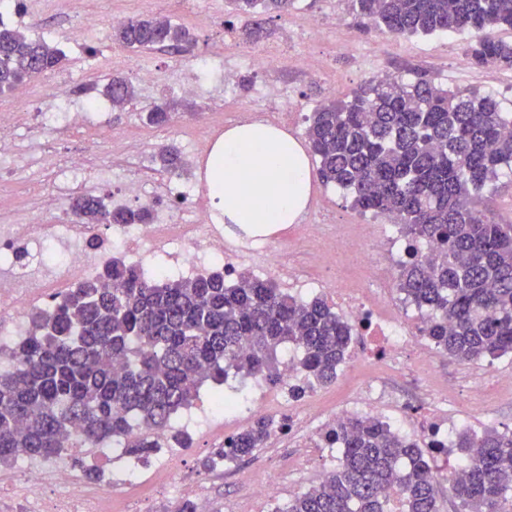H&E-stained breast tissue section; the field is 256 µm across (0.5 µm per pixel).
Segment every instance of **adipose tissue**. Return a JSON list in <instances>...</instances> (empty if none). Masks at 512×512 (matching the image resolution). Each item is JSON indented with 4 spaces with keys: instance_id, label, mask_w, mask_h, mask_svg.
I'll return each mask as SVG.
<instances>
[{
    "instance_id": "ef3b65f1",
    "label": "adipose tissue",
    "mask_w": 512,
    "mask_h": 512,
    "mask_svg": "<svg viewBox=\"0 0 512 512\" xmlns=\"http://www.w3.org/2000/svg\"><path fill=\"white\" fill-rule=\"evenodd\" d=\"M205 187L228 224L265 235L303 214L312 173L303 146L287 132L248 122L227 129L207 162Z\"/></svg>"
}]
</instances>
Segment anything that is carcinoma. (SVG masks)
<instances>
[{
	"instance_id": "cac0c4a2",
	"label": "carcinoma",
	"mask_w": 512,
	"mask_h": 512,
	"mask_svg": "<svg viewBox=\"0 0 512 512\" xmlns=\"http://www.w3.org/2000/svg\"><path fill=\"white\" fill-rule=\"evenodd\" d=\"M357 16L393 35L469 31L466 47L480 67L512 68V0H353ZM248 17L245 33L267 36L263 16L288 12L293 0H230ZM112 39L133 50L181 47L191 39L168 18L129 19ZM0 94L35 74L62 65L65 55L43 39L0 19ZM104 95L115 106L136 90L114 76ZM305 140L325 184L353 193V207L393 218L407 238L399 263V289L425 311L419 333L448 357L471 362L512 356V224H499L472 206L492 192L498 172L512 165V113L489 94L447 90L426 74L377 79L352 92L342 105L318 106L306 117ZM160 165L180 175L186 162L166 146ZM79 224H147L151 210L110 209L101 200L77 199ZM432 243L430 262L419 244ZM29 331L0 371V464L20 458L68 456L93 479L77 449L112 439L123 454L146 461L155 454L173 418L214 384L217 407L236 399L224 393L228 377H262L277 386L283 350L300 351L306 382L336 380L349 356L352 326L324 297L299 299L271 279L224 273L184 280L145 277L120 258L97 276L68 289L61 299L28 317ZM141 435L130 437L133 427ZM273 421L257 419L231 436L215 457H248L264 447ZM342 448L325 480L288 500L277 512H384L385 492L399 490L405 512H441L438 486L416 440L391 431L385 421L354 415L326 433ZM464 478L451 485L463 512H512V433L487 428L459 431Z\"/></svg>"
}]
</instances>
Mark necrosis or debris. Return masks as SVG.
<instances>
[{"label":"necrosis or debris","instance_id":"obj_1","mask_svg":"<svg viewBox=\"0 0 512 512\" xmlns=\"http://www.w3.org/2000/svg\"><path fill=\"white\" fill-rule=\"evenodd\" d=\"M42 164L66 175L58 194L45 195L42 200L43 210L49 212L58 209L57 195L69 194L76 183L95 176L81 153L62 160L46 157ZM159 184L161 192L153 196V203L182 200L188 204V214L175 216L170 224L113 225L112 243L122 245L121 254L128 263L150 274L163 269L182 278L204 275L217 266L230 279L245 268L274 273L299 294L319 290L336 298L357 334L376 342V357L383 359L393 373L411 365L421 375L432 374L433 365L421 349L417 332L381 300L380 290L388 285V256L401 240L398 231L372 241L365 234L346 232L341 224L330 233L321 224L290 225L287 238L301 236L320 245L315 264L297 268L282 262L265 237L253 234L242 243L225 238L223 225L211 223L208 203L190 186L171 177L160 179ZM91 236L88 225L67 218L56 224L0 226V352L25 336L24 318L30 311L59 298L112 259V244L90 247ZM17 246L24 248L25 262L16 260L13 249ZM49 246L63 255L62 263L47 258L45 249ZM297 361V352L287 350L277 391L280 403L286 407L282 418L283 430L288 434L301 429L310 412L309 401L292 394L301 380ZM394 396L391 380L368 381L355 401L324 413L325 424L334 426L356 407L385 404ZM15 484L17 495L29 500L28 512H108L104 491L76 482L62 458L49 469L39 462L24 464Z\"/></svg>","mask_w":512,"mask_h":512}]
</instances>
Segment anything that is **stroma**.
<instances>
[{"instance_id":"1","label":"stroma","mask_w":512,"mask_h":512,"mask_svg":"<svg viewBox=\"0 0 512 512\" xmlns=\"http://www.w3.org/2000/svg\"><path fill=\"white\" fill-rule=\"evenodd\" d=\"M82 0H57L39 13L11 12L5 24L41 37L66 55L61 69L43 73L27 83L43 111L61 112L72 105L87 103L91 87L104 86L118 74L133 82L136 97L126 108L111 110L106 127H93L82 135L46 124L18 128L10 153H0V222L50 224L54 217L40 209L43 195L54 192L57 174L42 168L45 152H63L72 147L86 150L93 167L112 170L109 179L88 184L84 192L109 198L117 184L141 178L140 162L155 164L159 146L175 144L186 156L183 180L202 187L198 158L191 156L189 137L212 140L223 125L225 115L243 108L260 112L279 109L277 93L293 97L300 115L332 100H349L351 93L378 75H399L406 79L426 73L448 90L493 93L503 111L512 112V69L478 67L471 63L465 48L467 32L435 35L392 36L360 24L351 0H295L288 14L265 19L267 39L252 42L242 28L245 17L226 24L227 0H94L102 38L81 34L78 28ZM166 16L188 27L194 40L182 51L135 52L112 40L114 20ZM276 49L279 57L262 73L246 62L249 50ZM309 52L317 67L306 70L296 65V55ZM233 69L236 81L232 93H225L221 68ZM153 74L151 83L139 82L143 70ZM199 84L196 94L181 91L185 81ZM167 102L175 112L162 127L147 124L145 116L155 105ZM135 137L143 144L142 160L118 157L112 150L114 139ZM308 222L326 220L339 224H362L369 236L382 234L385 220L357 211L350 193L335 186L313 182ZM512 374V356L495 360L459 362L440 357L433 374L435 386L447 387L459 406L462 426L475 432L495 428L512 431V389L488 388L490 377ZM246 420L215 412L207 432L191 435L175 464L198 477L206 488V512H253L255 505L245 487L260 470L280 474L281 497L290 499L319 484L325 477L322 464L296 465L297 454L286 437L270 438L266 447L256 449L243 460H232L204 472L200 462L223 445L227 436L246 427ZM140 484L132 489L105 486L114 512H123L131 501H139L145 512H175L169 493L171 476L157 457L139 466Z\"/></svg>"}]
</instances>
